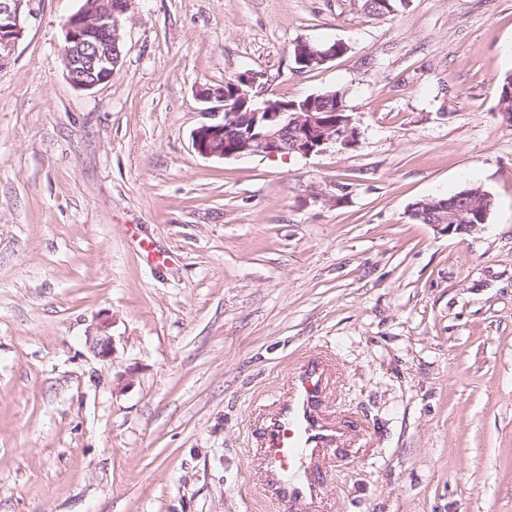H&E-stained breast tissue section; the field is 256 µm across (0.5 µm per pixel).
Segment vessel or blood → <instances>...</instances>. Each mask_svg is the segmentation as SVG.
I'll return each mask as SVG.
<instances>
[{
	"mask_svg": "<svg viewBox=\"0 0 512 512\" xmlns=\"http://www.w3.org/2000/svg\"><path fill=\"white\" fill-rule=\"evenodd\" d=\"M326 385V369L319 357H307L292 368L264 431L260 465L266 486L291 510L318 499L320 482L313 464L322 454L337 450L346 435L340 423L319 412Z\"/></svg>",
	"mask_w": 512,
	"mask_h": 512,
	"instance_id": "obj_1",
	"label": "vessel or blood"
}]
</instances>
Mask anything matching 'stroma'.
Returning <instances> with one entry per match:
<instances>
[{
	"label": "stroma",
	"instance_id": "obj_1",
	"mask_svg": "<svg viewBox=\"0 0 512 512\" xmlns=\"http://www.w3.org/2000/svg\"><path fill=\"white\" fill-rule=\"evenodd\" d=\"M83 4L34 0L0 65V512H273L261 427L306 351L358 427L319 512H512V0H136L89 91ZM301 39L350 50L299 73ZM246 69L347 89L356 146L199 156L200 90ZM471 186L476 230L413 218ZM85 0L63 25L61 47L64 71L78 90H92L109 82L121 62L122 21L135 0ZM111 327L112 321L108 316L100 318L94 327L95 332L86 338L89 350L102 360L113 359L116 354L115 340L109 332Z\"/></svg>",
	"mask_w": 512,
	"mask_h": 512
}]
</instances>
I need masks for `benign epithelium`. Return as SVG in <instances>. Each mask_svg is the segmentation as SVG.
<instances>
[{"label":"benign epithelium","instance_id":"7a95c632","mask_svg":"<svg viewBox=\"0 0 512 512\" xmlns=\"http://www.w3.org/2000/svg\"><path fill=\"white\" fill-rule=\"evenodd\" d=\"M30 2L0 0V64L9 59L23 37ZM134 2L121 0L114 7L112 0H85L82 8L67 18L61 50L65 75L76 89L92 90L112 80L121 62L122 21ZM343 55L333 42L310 55L297 54L295 64L305 72ZM262 79L261 73L245 70L225 80L221 91L201 96L218 105L208 112L210 122L192 132V147L198 155L222 160L259 155L307 158L332 144L351 148L357 143L359 130L352 116L338 120L301 110L296 101L270 93ZM412 212L419 217L438 215L439 225L450 232L475 229L486 223L488 215V210L477 208L472 191L448 202L426 198L413 204ZM111 327V319L103 317L86 338L89 350L102 360L116 354Z\"/></svg>","mask_w":512,"mask_h":512}]
</instances>
